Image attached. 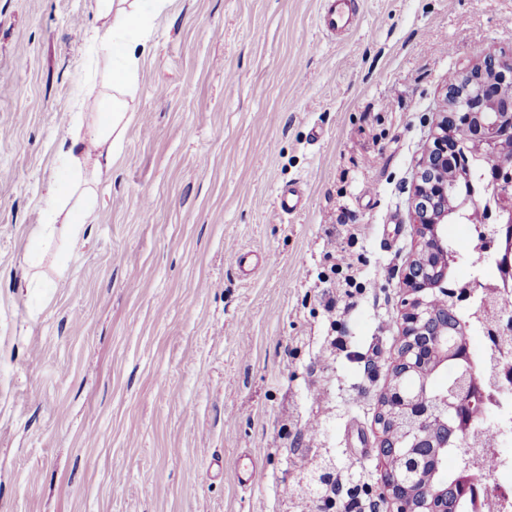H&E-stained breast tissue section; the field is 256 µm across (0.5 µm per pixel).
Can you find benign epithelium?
Wrapping results in <instances>:
<instances>
[{
  "label": "benign epithelium",
  "instance_id": "benign-epithelium-1",
  "mask_svg": "<svg viewBox=\"0 0 512 512\" xmlns=\"http://www.w3.org/2000/svg\"><path fill=\"white\" fill-rule=\"evenodd\" d=\"M511 83L512 57L486 55L463 73L460 85L446 92L450 114L434 124L413 185L412 224L425 261L413 258L402 274L403 340L379 418L380 454L399 450L411 467L405 476L385 472L380 498L389 505L387 512H448V490L420 486L414 475L436 457L437 449L448 448V421L461 419V406L446 395L413 393L403 380L431 362L443 365L465 357L466 328L448 321V303L436 304L437 296L448 292L446 224L468 209L482 208L486 197L495 205L497 223H512V96L503 95L504 86ZM460 122L472 125L484 149L483 198L472 190L458 192L456 177H439V169L459 157L456 147L448 152V143L449 127ZM330 477H336L335 461L316 451L294 481L314 489Z\"/></svg>",
  "mask_w": 512,
  "mask_h": 512
}]
</instances>
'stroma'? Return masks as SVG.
<instances>
[{
	"instance_id": "35a3bbf8",
	"label": "stroma",
	"mask_w": 512,
	"mask_h": 512,
	"mask_svg": "<svg viewBox=\"0 0 512 512\" xmlns=\"http://www.w3.org/2000/svg\"><path fill=\"white\" fill-rule=\"evenodd\" d=\"M351 6L329 37L321 0H170L96 222L35 250L102 31L96 0H0V512H301L312 448L380 512L415 174L449 75L512 56V0Z\"/></svg>"
}]
</instances>
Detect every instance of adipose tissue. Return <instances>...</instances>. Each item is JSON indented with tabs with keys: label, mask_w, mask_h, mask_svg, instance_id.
I'll return each instance as SVG.
<instances>
[{
	"label": "adipose tissue",
	"mask_w": 512,
	"mask_h": 512,
	"mask_svg": "<svg viewBox=\"0 0 512 512\" xmlns=\"http://www.w3.org/2000/svg\"><path fill=\"white\" fill-rule=\"evenodd\" d=\"M169 0H97V18L105 35L97 46L100 82L87 85L84 97L94 100L93 117L77 112L60 149L70 178L49 187L50 205L43 224L33 228L35 240L61 234L69 245L82 241L96 220L98 186L109 173L132 120L128 100L139 80L150 35L148 15L162 13Z\"/></svg>",
	"instance_id": "adipose-tissue-1"
}]
</instances>
